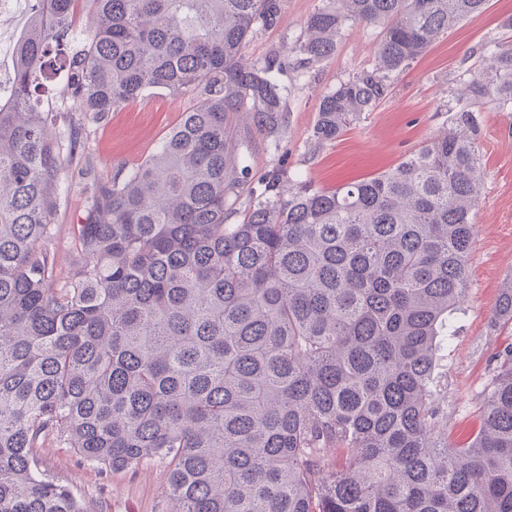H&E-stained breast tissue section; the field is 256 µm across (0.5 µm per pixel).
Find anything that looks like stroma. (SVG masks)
I'll list each match as a JSON object with an SVG mask.
<instances>
[{
  "label": "stroma",
  "instance_id": "obj_1",
  "mask_svg": "<svg viewBox=\"0 0 512 512\" xmlns=\"http://www.w3.org/2000/svg\"><path fill=\"white\" fill-rule=\"evenodd\" d=\"M319 0H281L277 26L256 32L244 50L246 60L269 53L289 56L306 17ZM512 0H489L486 10L437 39L409 69L398 75L390 96L366 113L336 143L315 146L311 130L322 91L375 62L377 29L350 26L335 54L311 68L289 67L280 77L286 115L276 138L257 134L248 159L253 176L278 164L333 190L397 167L428 139L444 131L445 105L460 88L459 75L478 58L484 45L511 34ZM197 94L179 96L153 90L104 116L70 112L60 119L57 137L78 136L81 154L66 166L45 245L55 260L56 284L69 276L77 255L75 231L83 223L91 188L120 170L142 163L196 104ZM484 179L476 211L477 237L468 261L469 294L454 321L444 350L446 390L440 405L448 416V435L465 441L483 407L480 393L492 376L493 352L512 346V325L492 321L502 283L512 277V112L484 106L482 112ZM37 467L46 477L71 488L90 512H169L165 490L168 467L153 459L124 471H102L82 462L56 436L41 438Z\"/></svg>",
  "mask_w": 512,
  "mask_h": 512
}]
</instances>
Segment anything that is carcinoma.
I'll list each match as a JSON object with an SVG mask.
<instances>
[{"mask_svg": "<svg viewBox=\"0 0 512 512\" xmlns=\"http://www.w3.org/2000/svg\"><path fill=\"white\" fill-rule=\"evenodd\" d=\"M29 2L0 102V512H88L37 469L46 433L102 470L166 461L173 512H512V347L467 442H448L438 402L477 234L481 106L512 112V36L465 71L446 131L325 190L284 166L247 180L254 133L283 126L288 61L243 48L280 0ZM487 2L321 0L300 69L349 26L383 30L376 63L320 95L314 143ZM60 72L72 112L152 88L201 99L148 161L94 185L54 288L44 240L67 158L41 88ZM493 319L512 322V277Z\"/></svg>", "mask_w": 512, "mask_h": 512, "instance_id": "cac0c4a2", "label": "carcinoma"}]
</instances>
